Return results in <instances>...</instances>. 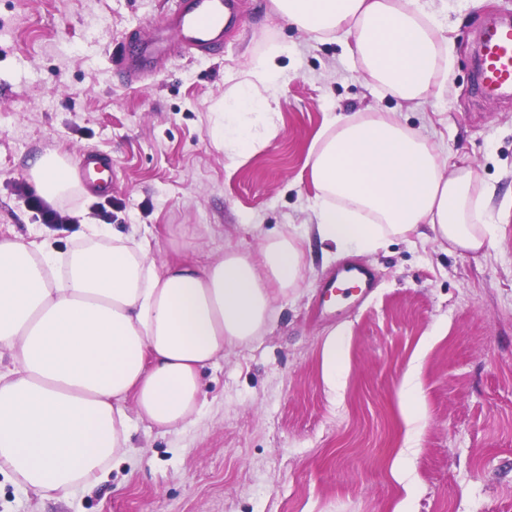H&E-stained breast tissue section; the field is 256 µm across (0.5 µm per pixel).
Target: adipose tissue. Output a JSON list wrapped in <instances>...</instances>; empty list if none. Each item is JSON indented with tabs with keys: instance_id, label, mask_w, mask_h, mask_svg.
Here are the masks:
<instances>
[{
	"instance_id": "adipose-tissue-1",
	"label": "adipose tissue",
	"mask_w": 512,
	"mask_h": 512,
	"mask_svg": "<svg viewBox=\"0 0 512 512\" xmlns=\"http://www.w3.org/2000/svg\"><path fill=\"white\" fill-rule=\"evenodd\" d=\"M313 38L343 39L366 79L427 103L450 79L442 35L446 0H272ZM283 47L256 58L224 99L220 139L231 162L261 143L288 75ZM315 188L309 225L336 255L369 253L386 237L487 253L493 230L473 166H448L421 132L377 112L330 116L308 155ZM47 200L73 185L61 158L36 159ZM85 244L60 254L52 237H0V474L37 494L68 497L101 480L131 443L135 421L164 432L202 409L201 374L227 348L261 335L276 294L296 288L303 252L294 237L204 265L157 264L148 239L109 240L90 224Z\"/></svg>"
}]
</instances>
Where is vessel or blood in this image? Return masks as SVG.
Returning a JSON list of instances; mask_svg holds the SVG:
<instances>
[{
	"label": "vessel or blood",
	"mask_w": 512,
	"mask_h": 512,
	"mask_svg": "<svg viewBox=\"0 0 512 512\" xmlns=\"http://www.w3.org/2000/svg\"><path fill=\"white\" fill-rule=\"evenodd\" d=\"M236 0H180L177 8L166 14L160 27L175 34L174 46L189 56H207L219 52L224 44V22L234 14ZM166 46L155 30L146 29L126 49L116 62L118 71L127 82L138 81L153 59L165 52ZM477 87L485 98L496 99L512 94V25L501 24L486 30L480 40ZM79 178L89 192L108 195L111 179L105 178L108 161L98 156L82 155L74 165ZM352 283L359 298H366L374 289L371 270L351 265L339 270L324 290L339 292L343 283Z\"/></svg>",
	"instance_id": "vessel-or-blood-1"
}]
</instances>
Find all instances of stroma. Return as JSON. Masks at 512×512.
I'll return each instance as SVG.
<instances>
[{"label":"stroma","mask_w":512,"mask_h":512,"mask_svg":"<svg viewBox=\"0 0 512 512\" xmlns=\"http://www.w3.org/2000/svg\"><path fill=\"white\" fill-rule=\"evenodd\" d=\"M220 54L175 53L129 84L113 55L176 0H0V235L41 239L29 209L32 163L93 152L112 193L75 181L59 203L73 223L148 236L158 263L300 235L315 189L306 160L327 113L380 112L419 129L448 163L464 160L512 198V98H481L476 36L512 22V0H450L451 83L422 106L370 84L335 41L290 25L271 0H238ZM286 45L288 82L272 139L233 165L218 143L221 104L254 57ZM298 288L272 303L268 330L203 372L202 415L179 431L137 423L131 446L93 489L42 497L0 475V512H512V216L484 255L388 239L357 260L376 288L327 301L341 259L304 242ZM340 338L342 370L323 378ZM422 416L407 424L411 361ZM339 336L332 333L328 336L323 349V374L327 384L335 386L336 373L340 370L341 361Z\"/></svg>","instance_id":"obj_1"}]
</instances>
